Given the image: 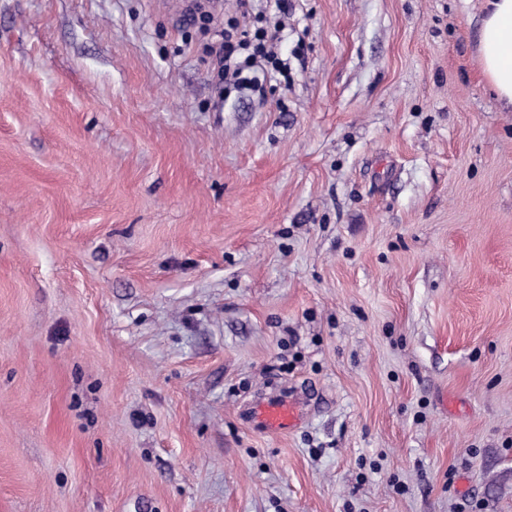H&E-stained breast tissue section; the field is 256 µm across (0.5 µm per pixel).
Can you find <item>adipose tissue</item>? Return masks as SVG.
Returning <instances> with one entry per match:
<instances>
[{
    "mask_svg": "<svg viewBox=\"0 0 512 512\" xmlns=\"http://www.w3.org/2000/svg\"><path fill=\"white\" fill-rule=\"evenodd\" d=\"M478 53L484 80L512 108V0H486Z\"/></svg>",
    "mask_w": 512,
    "mask_h": 512,
    "instance_id": "1",
    "label": "adipose tissue"
}]
</instances>
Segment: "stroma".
I'll return each mask as SVG.
<instances>
[{
	"mask_svg": "<svg viewBox=\"0 0 512 512\" xmlns=\"http://www.w3.org/2000/svg\"><path fill=\"white\" fill-rule=\"evenodd\" d=\"M210 9L0 0V512H512L482 0H288L259 92ZM299 417V409L294 402L285 398H272L259 406L257 418L260 426L271 432H284L292 429Z\"/></svg>",
	"mask_w": 512,
	"mask_h": 512,
	"instance_id": "1",
	"label": "stroma"
}]
</instances>
